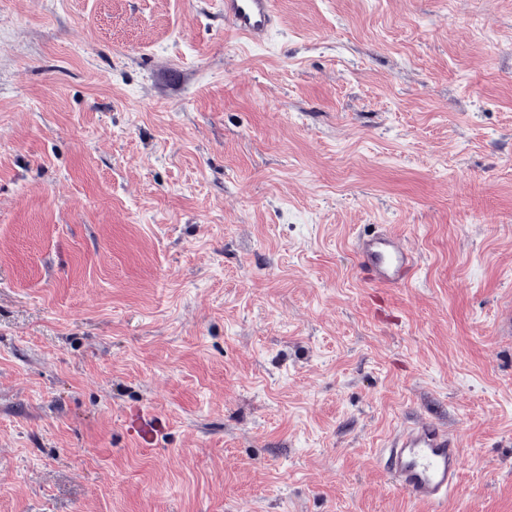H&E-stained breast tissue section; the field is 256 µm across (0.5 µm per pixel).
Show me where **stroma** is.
Returning a JSON list of instances; mask_svg holds the SVG:
<instances>
[{
    "mask_svg": "<svg viewBox=\"0 0 512 512\" xmlns=\"http://www.w3.org/2000/svg\"><path fill=\"white\" fill-rule=\"evenodd\" d=\"M275 3L0 0V512H512V0ZM224 17L256 47L267 46L278 31L273 0H224ZM353 249L370 279L383 285H400L413 279L417 255L389 231L364 232L356 236ZM381 456L392 490L414 500L441 505L459 486V438L432 421L400 430Z\"/></svg>",
    "mask_w": 512,
    "mask_h": 512,
    "instance_id": "35a3bbf8",
    "label": "stroma"
}]
</instances>
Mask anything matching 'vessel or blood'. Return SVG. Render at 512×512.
Wrapping results in <instances>:
<instances>
[{
    "label": "vessel or blood",
    "mask_w": 512,
    "mask_h": 512,
    "mask_svg": "<svg viewBox=\"0 0 512 512\" xmlns=\"http://www.w3.org/2000/svg\"><path fill=\"white\" fill-rule=\"evenodd\" d=\"M224 16L257 47L267 46L278 31L273 0H224ZM353 249L370 279L383 285L408 282L418 267L417 255L388 231L358 234ZM382 458L392 490L418 501L442 504L460 483L459 438L431 421L400 430Z\"/></svg>",
    "instance_id": "vessel-or-blood-1"
}]
</instances>
